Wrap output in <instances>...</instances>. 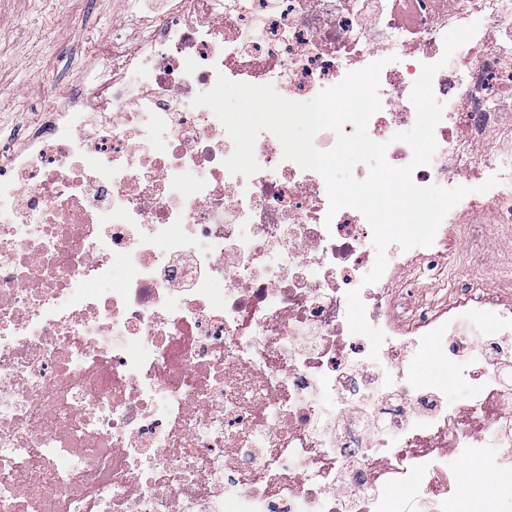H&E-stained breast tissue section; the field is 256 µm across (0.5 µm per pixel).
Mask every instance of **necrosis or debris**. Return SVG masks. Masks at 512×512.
Listing matches in <instances>:
<instances>
[{
    "label": "necrosis or debris",
    "mask_w": 512,
    "mask_h": 512,
    "mask_svg": "<svg viewBox=\"0 0 512 512\" xmlns=\"http://www.w3.org/2000/svg\"><path fill=\"white\" fill-rule=\"evenodd\" d=\"M474 21L433 78L437 148L412 179L500 182L431 245H389L371 285L363 214L331 211L324 178L268 132L259 171L231 174L226 129L194 103L221 75L305 102L380 60L367 132L403 167L413 85ZM94 49L106 69L59 95L26 151L0 141V512H411L415 490L428 512H500L481 481L440 480L453 454L512 486V302L478 271L447 275L451 240L512 228V0H162ZM405 271L470 288L417 303ZM352 289L378 359L349 328ZM435 338L444 366L471 365L462 404L404 371Z\"/></svg>",
    "instance_id": "1"
}]
</instances>
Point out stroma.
<instances>
[{
    "label": "stroma",
    "instance_id": "obj_1",
    "mask_svg": "<svg viewBox=\"0 0 512 512\" xmlns=\"http://www.w3.org/2000/svg\"><path fill=\"white\" fill-rule=\"evenodd\" d=\"M124 14L122 0H0V134L50 111L59 87L103 70L92 40L111 36ZM404 366L451 403H462L469 389L464 361L449 371L411 348Z\"/></svg>",
    "mask_w": 512,
    "mask_h": 512
}]
</instances>
